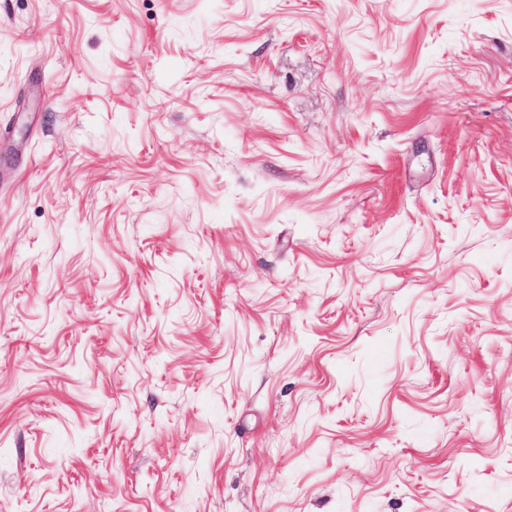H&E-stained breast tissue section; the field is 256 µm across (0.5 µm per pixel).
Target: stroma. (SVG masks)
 I'll use <instances>...</instances> for the list:
<instances>
[{"label": "stroma", "instance_id": "35a3bbf8", "mask_svg": "<svg viewBox=\"0 0 512 512\" xmlns=\"http://www.w3.org/2000/svg\"><path fill=\"white\" fill-rule=\"evenodd\" d=\"M0 512H512V0H0Z\"/></svg>", "mask_w": 512, "mask_h": 512}]
</instances>
